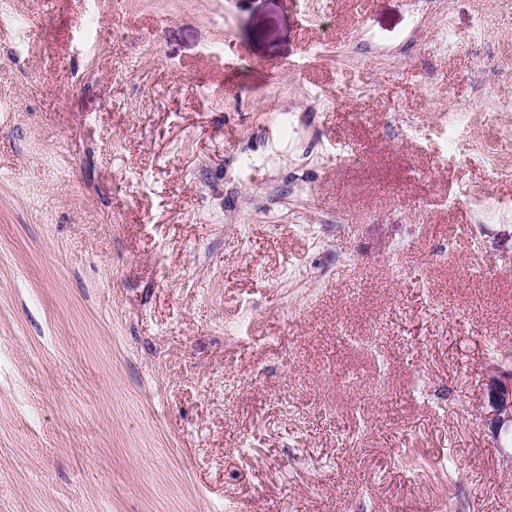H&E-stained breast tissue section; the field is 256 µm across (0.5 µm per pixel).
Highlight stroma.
Returning a JSON list of instances; mask_svg holds the SVG:
<instances>
[{
  "label": "stroma",
  "mask_w": 512,
  "mask_h": 512,
  "mask_svg": "<svg viewBox=\"0 0 512 512\" xmlns=\"http://www.w3.org/2000/svg\"><path fill=\"white\" fill-rule=\"evenodd\" d=\"M500 365L512 0H0V512H512ZM487 406L484 426L500 447L512 436V366L498 367L486 377Z\"/></svg>",
  "instance_id": "stroma-1"
}]
</instances>
